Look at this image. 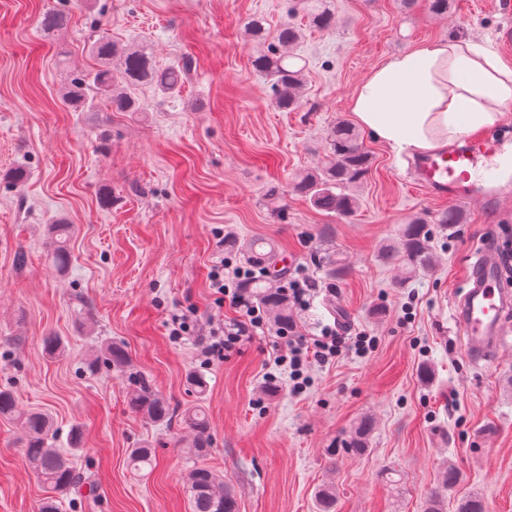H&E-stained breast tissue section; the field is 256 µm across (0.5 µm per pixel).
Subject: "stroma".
Returning a JSON list of instances; mask_svg holds the SVG:
<instances>
[{
	"label": "stroma",
	"mask_w": 512,
	"mask_h": 512,
	"mask_svg": "<svg viewBox=\"0 0 512 512\" xmlns=\"http://www.w3.org/2000/svg\"><path fill=\"white\" fill-rule=\"evenodd\" d=\"M330 2L335 23L323 30L296 0H0V388L52 418L53 443L95 485L58 497L60 512H192L184 424L150 423L126 393L141 376L183 409L196 402L187 376L198 371L209 384L203 463L234 487L240 512H317L326 482L336 512H423L449 463L462 476L456 495L477 492L488 512H512V335L499 360L474 364L452 319L487 231L502 239L512 272V211L493 223L477 204L460 208V224L431 242L433 269L407 278L380 252L405 224L435 223L449 208L413 185L407 156L362 131L369 171L347 218L292 188L326 160L330 129L355 123L357 87L392 55L456 37L497 46L512 65V48L499 45L512 0H453L444 15L430 0ZM52 9L71 16L54 37L38 25ZM253 17L264 20V39L247 35ZM286 22L301 31L294 64L305 73L294 110L275 106L253 66ZM102 34L146 45L161 68L191 60L188 81L174 96L133 88L136 112L66 105L62 84L98 68L91 45ZM53 224L72 227L62 271L47 256ZM222 234L272 242L289 277L315 281L291 307L296 335L365 331L374 347L311 366L301 393L272 363L273 329L201 366L210 322L239 318L208 286ZM332 250L347 265L335 277L316 261ZM174 314L195 332L172 340ZM48 336L66 356L46 354ZM107 342L124 345L130 372L89 369ZM272 376L282 390L270 398L262 387ZM366 414L376 420L368 452L329 456ZM75 424L85 438L73 451ZM143 445L156 462L137 473L127 454ZM54 495L28 466L16 423L0 419V512H39Z\"/></svg>",
	"instance_id": "35a3bbf8"
}]
</instances>
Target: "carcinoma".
<instances>
[{
    "label": "carcinoma",
    "mask_w": 512,
    "mask_h": 512,
    "mask_svg": "<svg viewBox=\"0 0 512 512\" xmlns=\"http://www.w3.org/2000/svg\"><path fill=\"white\" fill-rule=\"evenodd\" d=\"M304 5L307 15L317 27L329 29L333 26L334 14L327 0H304ZM68 21L65 12L52 10L41 16L39 25L49 35L66 26ZM299 37V29L295 25L283 24L275 35L277 48L274 53L254 61L256 70L272 81L275 103L284 109L298 105V92L304 82L303 69H295L288 64ZM92 52L100 60V68L89 72L85 78L72 81L61 90L62 99L75 107L102 99L112 112H137L139 104L130 93L131 87L145 83L164 94H173L180 91L191 69V63L186 62L159 70L146 49L120 45L103 35L94 41ZM329 146L328 161L301 173L294 183V189L308 198L315 208L347 217L355 210L357 198L352 188L365 178L369 156L354 128L344 122L332 127ZM70 234L71 227L67 224H57L52 229V263L57 267L65 266L70 260L67 250ZM430 239L425 222L416 220L407 224L400 231L397 247L386 254V259L398 265L408 276L431 268L434 255ZM224 246L243 254L247 264L253 267L246 288L272 322L286 332L293 328L295 320L284 293L288 273L275 269V251L265 250L264 242L260 240H252L240 246L226 241ZM103 354L104 361L119 372L130 366L124 346L118 343L107 344ZM128 405L134 412L156 424L168 425L175 415L171 403L142 379L135 381L128 392ZM0 418L12 420L19 425L26 443L28 462L55 490L65 494L85 483V477L73 469L68 458L49 443L53 428L50 416L18 407L13 393L1 389ZM183 419L194 434L188 453L199 458L209 446V419L206 411L200 405L191 407L184 411ZM374 427L373 416H362L351 434L342 442V451L350 455L365 454ZM152 461V449L130 450L129 466L132 469L141 471L152 466ZM460 482L458 467L452 463L444 466L437 487L427 501L425 512H445L447 494ZM186 488L192 512H239L234 488L205 466H192L186 475ZM316 502L318 512H335V488L327 485L318 489ZM454 512H487V505L481 495L468 493L457 499Z\"/></svg>",
    "instance_id": "carcinoma-1"
}]
</instances>
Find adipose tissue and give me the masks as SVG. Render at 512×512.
Instances as JSON below:
<instances>
[{"label":"adipose tissue","instance_id":"obj_1","mask_svg":"<svg viewBox=\"0 0 512 512\" xmlns=\"http://www.w3.org/2000/svg\"><path fill=\"white\" fill-rule=\"evenodd\" d=\"M510 109L512 67L486 45L452 37L388 58L351 101L363 128L414 154L492 131Z\"/></svg>","mask_w":512,"mask_h":512}]
</instances>
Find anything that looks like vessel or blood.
Returning a JSON list of instances; mask_svg holds the SVG:
<instances>
[{
    "label": "vessel or blood",
    "mask_w": 512,
    "mask_h": 512,
    "mask_svg": "<svg viewBox=\"0 0 512 512\" xmlns=\"http://www.w3.org/2000/svg\"><path fill=\"white\" fill-rule=\"evenodd\" d=\"M413 183L431 198L451 204L478 202L488 218L512 204V138L468 136L463 145L409 160ZM501 241L488 233L469 265L453 309L462 347L472 362L493 360L512 328V288L499 259Z\"/></svg>",
    "instance_id": "b4317fda"
}]
</instances>
